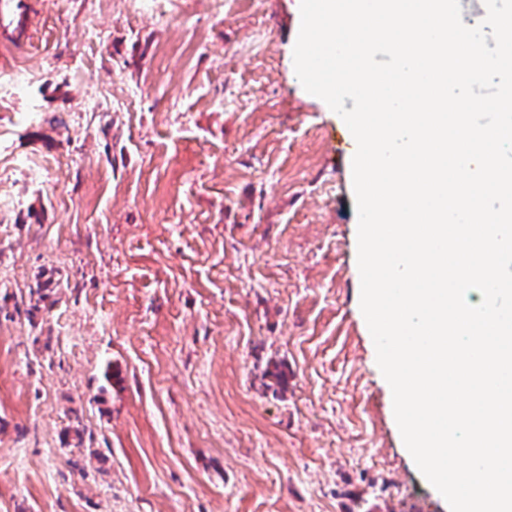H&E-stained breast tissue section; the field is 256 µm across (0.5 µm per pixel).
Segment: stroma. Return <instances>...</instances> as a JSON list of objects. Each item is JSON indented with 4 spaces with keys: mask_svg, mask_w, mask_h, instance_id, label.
Segmentation results:
<instances>
[{
    "mask_svg": "<svg viewBox=\"0 0 512 512\" xmlns=\"http://www.w3.org/2000/svg\"><path fill=\"white\" fill-rule=\"evenodd\" d=\"M188 1L102 0L95 54L88 0L0 21V82L34 72L0 91V512H449L360 309L354 143L295 73L300 0ZM177 29L197 50L161 59Z\"/></svg>",
    "mask_w": 512,
    "mask_h": 512,
    "instance_id": "stroma-1",
    "label": "stroma"
}]
</instances>
